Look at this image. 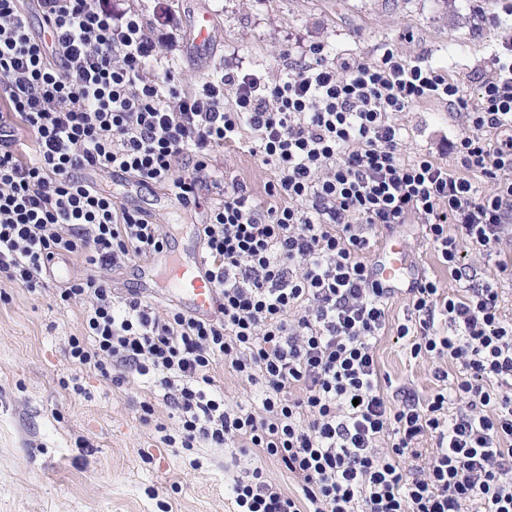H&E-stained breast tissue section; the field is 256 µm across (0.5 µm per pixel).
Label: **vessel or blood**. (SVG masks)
<instances>
[{
	"instance_id": "b4317fda",
	"label": "vessel or blood",
	"mask_w": 512,
	"mask_h": 512,
	"mask_svg": "<svg viewBox=\"0 0 512 512\" xmlns=\"http://www.w3.org/2000/svg\"><path fill=\"white\" fill-rule=\"evenodd\" d=\"M169 290L191 314L211 317L215 310V292L202 254L191 261L168 256L164 259ZM409 274L406 252L396 243L384 245L379 254L378 278L386 287L402 285Z\"/></svg>"
}]
</instances>
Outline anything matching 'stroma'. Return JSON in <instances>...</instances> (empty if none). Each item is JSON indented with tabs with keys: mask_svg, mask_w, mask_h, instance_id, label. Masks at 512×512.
Here are the masks:
<instances>
[{
	"mask_svg": "<svg viewBox=\"0 0 512 512\" xmlns=\"http://www.w3.org/2000/svg\"><path fill=\"white\" fill-rule=\"evenodd\" d=\"M166 23L164 55L176 63L175 80L191 86L225 67H243L275 77L283 49L312 44L350 53L365 62L385 45L411 61L447 67L475 93L488 58L512 27L481 26L476 9L496 11L497 0H117ZM209 12L214 35L209 48L191 43L195 14ZM404 126L402 156L428 151L451 162L449 143L464 128L463 116L439 102L421 103L399 115ZM213 174L246 183L258 202L269 205L265 185L272 173L255 156L229 147L212 161ZM117 202L154 212L163 229L187 223L180 206L162 209L164 190L135 179L99 175ZM416 271L444 292L462 283L444 267L425 228L403 224L393 234ZM406 293L389 304V326L376 343L389 396L404 389L426 399L436 385L434 364L411 357L396 327L407 316ZM79 306L62 307L52 289L36 292L0 279V512H232L234 478L262 466L283 492H294L291 475L272 459L234 448L199 444L186 450L162 444L156 430L176 434L177 421L162 391L141 377L122 386L76 368L68 357L71 337L81 335ZM226 406H251L259 387L224 367L213 373ZM153 407L144 415L143 404Z\"/></svg>",
	"mask_w": 512,
	"mask_h": 512,
	"instance_id": "1",
	"label": "stroma"
}]
</instances>
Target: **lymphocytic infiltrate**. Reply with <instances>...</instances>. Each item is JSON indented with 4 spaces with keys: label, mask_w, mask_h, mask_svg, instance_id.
<instances>
[{
    "label": "lymphocytic infiltrate",
    "mask_w": 512,
    "mask_h": 512,
    "mask_svg": "<svg viewBox=\"0 0 512 512\" xmlns=\"http://www.w3.org/2000/svg\"><path fill=\"white\" fill-rule=\"evenodd\" d=\"M33 10L49 41L32 35ZM0 99V277L33 292L57 256L93 268L56 292L83 305L71 361L118 386L131 372L153 379L179 419L165 445L255 452L295 478L289 495L254 467L234 481V512H512V320L497 288L512 265L496 250L512 231L511 41L472 96L446 69L393 49L363 62L322 45L272 82L237 69L184 88L139 10L0 0ZM425 101L465 116L453 164L401 157L396 116ZM243 138L273 173L271 206L244 183L208 181L216 154ZM96 173L132 176L186 208L213 186L219 200L199 229L212 319L112 291L106 272L163 252L168 235ZM412 220L458 279L464 241L497 276L448 296L423 276L408 288L397 335L435 360L437 386L424 403L395 405L375 355L394 291L367 258L377 233ZM220 363L261 387L259 409L225 406L213 389ZM426 437L435 449L424 457Z\"/></svg>",
    "instance_id": "lymphocytic-infiltrate-1"
}]
</instances>
